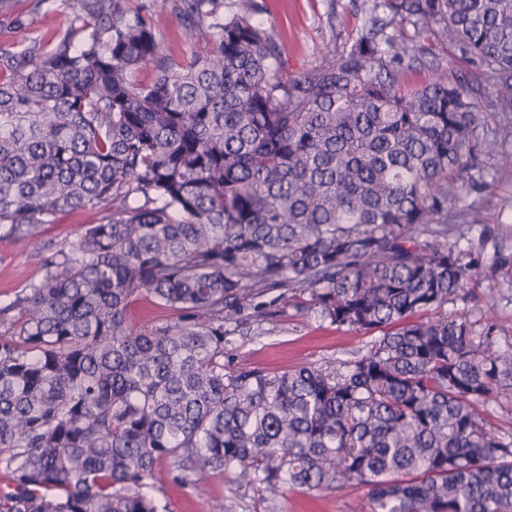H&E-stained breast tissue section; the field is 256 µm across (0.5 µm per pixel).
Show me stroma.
I'll list each match as a JSON object with an SVG mask.
<instances>
[{"instance_id":"stroma-1","label":"stroma","mask_w":512,"mask_h":512,"mask_svg":"<svg viewBox=\"0 0 512 512\" xmlns=\"http://www.w3.org/2000/svg\"><path fill=\"white\" fill-rule=\"evenodd\" d=\"M252 20L283 43L282 68L300 75L317 67L327 48L343 49L368 21L364 0H253ZM85 0H0V52L19 51L56 43L75 25ZM127 13L163 14L156 37L168 53L188 59L204 54L206 41L189 40L184 21L171 10V0H127ZM449 78L480 77L453 48L436 44L424 64L400 77L405 88L425 85L435 67ZM473 187L465 196L460 219L462 232H449L448 241L479 259L474 298L456 297L449 313L468 312L474 318L492 313L498 326V347L512 345V168L496 158H482L473 169ZM104 208L64 212L55 223L43 225L40 235L23 245L0 232V307L13 302L42 270L37 255L77 240L90 224L99 223ZM275 321H245L244 330L232 335L228 350L235 365L285 371L303 365L332 367L365 352L377 331L339 329L308 306L307 294L274 303ZM156 483L163 490L169 512H358L366 487L349 485L320 492L286 491L277 495L214 476L199 492L176 478L171 463H161Z\"/></svg>"}]
</instances>
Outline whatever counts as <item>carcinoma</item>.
Instances as JSON below:
<instances>
[{
  "instance_id": "1",
  "label": "carcinoma",
  "mask_w": 512,
  "mask_h": 512,
  "mask_svg": "<svg viewBox=\"0 0 512 512\" xmlns=\"http://www.w3.org/2000/svg\"><path fill=\"white\" fill-rule=\"evenodd\" d=\"M223 6L174 0L211 41L189 61L124 0L8 54L0 228L24 243L108 208L0 308V512H168L163 460L199 492L215 475L271 494L356 482L360 512H512V417L480 412L512 396V346L444 312L479 264L448 213L478 156L512 168L482 136L486 110L512 112V0H371L349 48L298 76L251 0ZM429 40L484 82L436 71L401 91ZM294 290L388 332L330 369L234 366L239 316L272 321L261 298ZM141 294L176 318L133 324Z\"/></svg>"
}]
</instances>
